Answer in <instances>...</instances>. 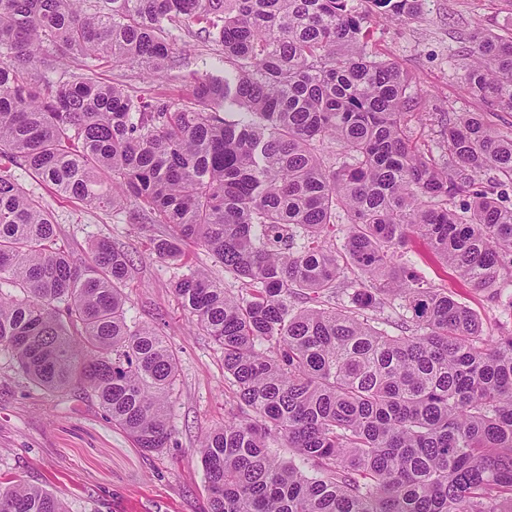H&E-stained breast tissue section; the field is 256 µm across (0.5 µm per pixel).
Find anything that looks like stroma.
I'll use <instances>...</instances> for the list:
<instances>
[{"label": "stroma", "mask_w": 512, "mask_h": 512, "mask_svg": "<svg viewBox=\"0 0 512 512\" xmlns=\"http://www.w3.org/2000/svg\"><path fill=\"white\" fill-rule=\"evenodd\" d=\"M482 29L512 35V0H422L417 16L371 28V50L396 62L409 77L416 115L408 119L406 133L436 160L445 158L449 120L466 113H482L493 128L512 132V111L465 90L467 39ZM98 77L147 96L178 98L187 92L180 80L153 83L127 66L102 65ZM13 175L24 191L54 212L59 242L76 262L89 260L92 245L100 240L132 256L128 316L169 339L179 358V377L169 407L172 439L167 448L147 454L92 399L74 390L47 394L17 374L9 356L0 354V477L50 489L68 512H209L205 472L195 450L237 408L224 379L221 350L192 326L173 283L198 267L209 268L220 280L223 268L198 246L190 247L185 265H170L149 250L150 237L160 235L163 225L141 229L127 223L125 214L60 198L29 171L17 169ZM406 258L429 285L474 310L486 336L512 327V309L505 301L466 284L423 243L414 244Z\"/></svg>", "instance_id": "35a3bbf8"}]
</instances>
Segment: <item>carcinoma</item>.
Segmentation results:
<instances>
[{
	"label": "carcinoma",
	"mask_w": 512,
	"mask_h": 512,
	"mask_svg": "<svg viewBox=\"0 0 512 512\" xmlns=\"http://www.w3.org/2000/svg\"><path fill=\"white\" fill-rule=\"evenodd\" d=\"M366 2L400 18L421 0ZM370 28L354 0H0V351L49 394L80 388L142 450L167 447L178 358L128 320L132 257L100 240L75 264L11 168L166 225L149 243L169 264L203 247L238 284L204 268L174 284L238 408L196 448L210 512H512V328L486 340L405 260L420 240L492 296L512 287V198L494 191L512 185V135L469 112L448 161L413 146L409 79ZM186 33L224 63L179 75L187 100L95 74L171 71ZM469 43L468 92L512 110V39ZM0 512L65 509L6 479Z\"/></svg>",
	"instance_id": "cac0c4a2"
}]
</instances>
